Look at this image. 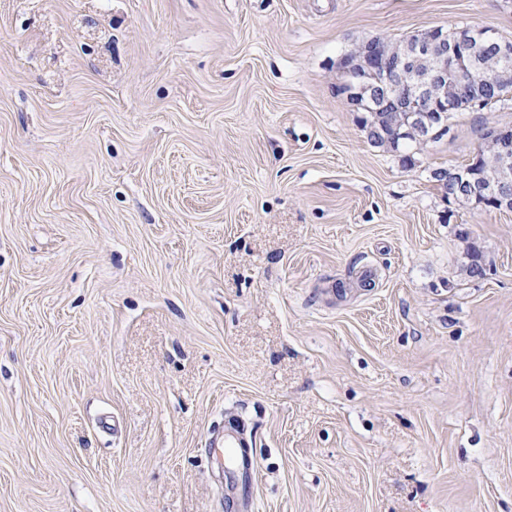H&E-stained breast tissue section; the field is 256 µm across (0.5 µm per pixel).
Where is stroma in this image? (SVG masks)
<instances>
[{
  "instance_id": "35a3bbf8",
  "label": "stroma",
  "mask_w": 512,
  "mask_h": 512,
  "mask_svg": "<svg viewBox=\"0 0 512 512\" xmlns=\"http://www.w3.org/2000/svg\"><path fill=\"white\" fill-rule=\"evenodd\" d=\"M465 26L512 0H0V512H512V211L432 178L512 101L394 151L340 66ZM245 447L244 439L238 434L224 432V440L219 448H223L224 456L238 464L239 470L247 472L252 467V462L239 456V448Z\"/></svg>"
}]
</instances>
